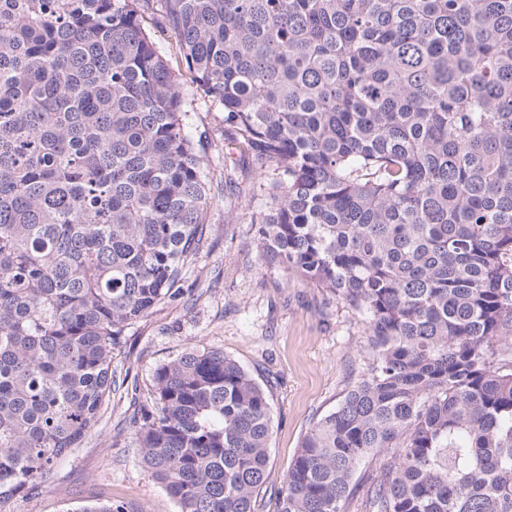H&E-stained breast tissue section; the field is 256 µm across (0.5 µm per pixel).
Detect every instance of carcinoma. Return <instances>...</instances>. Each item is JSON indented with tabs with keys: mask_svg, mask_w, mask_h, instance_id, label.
<instances>
[{
	"mask_svg": "<svg viewBox=\"0 0 512 512\" xmlns=\"http://www.w3.org/2000/svg\"><path fill=\"white\" fill-rule=\"evenodd\" d=\"M157 11L256 163L262 260L364 316L373 360L279 512H512V0H0V501L96 425L125 329L209 241L207 147ZM137 456L178 512H254L265 388L220 350L154 372ZM393 451L371 454L358 469L354 482L357 487L355 495L349 500L347 512H369L371 510L368 491L388 470L393 462Z\"/></svg>",
	"mask_w": 512,
	"mask_h": 512,
	"instance_id": "1",
	"label": "carcinoma"
}]
</instances>
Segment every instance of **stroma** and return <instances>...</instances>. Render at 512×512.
<instances>
[{
	"label": "stroma",
	"instance_id": "35a3bbf8",
	"mask_svg": "<svg viewBox=\"0 0 512 512\" xmlns=\"http://www.w3.org/2000/svg\"><path fill=\"white\" fill-rule=\"evenodd\" d=\"M144 28L181 83L190 112L186 132L211 156L210 238L188 272L192 292L159 306L127 329L114 350L116 388L98 424L35 490L0 503V512H83L110 498L127 512H178L175 501L137 458L133 423L154 402L153 374L188 348H217L267 388L272 412L267 482L255 512H277L276 491L302 439L333 411L371 362L359 312L318 282L262 265L253 220L265 206L256 165L237 159L224 170V115L192 81L175 37L144 13ZM394 454L366 458L347 512H370L368 491Z\"/></svg>",
	"mask_w": 512,
	"mask_h": 512
}]
</instances>
